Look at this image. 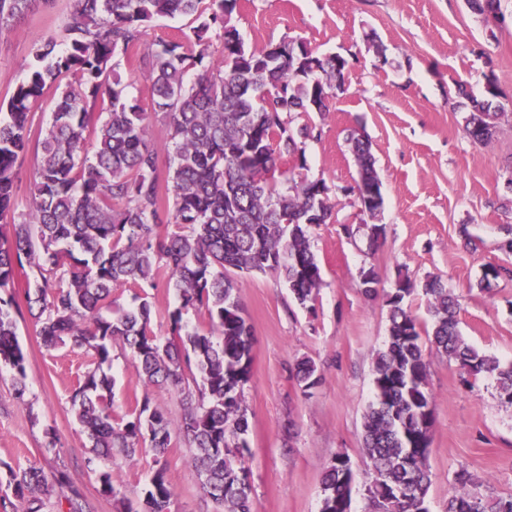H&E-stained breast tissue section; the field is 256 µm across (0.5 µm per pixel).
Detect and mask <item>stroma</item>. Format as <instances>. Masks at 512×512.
Here are the masks:
<instances>
[{"label":"stroma","mask_w":512,"mask_h":512,"mask_svg":"<svg viewBox=\"0 0 512 512\" xmlns=\"http://www.w3.org/2000/svg\"><path fill=\"white\" fill-rule=\"evenodd\" d=\"M72 0L36 4L0 29V106L27 75L31 45L60 34ZM504 23L491 25L466 0H238L233 14L246 47L304 40L320 54L338 53L351 67L345 91L329 112L303 120L322 131L307 140L305 167L282 164L287 177L325 178L335 204L329 223L315 228L312 250L322 282L312 308L300 306L275 274L234 272L237 296L253 331L251 381L245 389L249 479L254 512H319L322 478L336 455L355 475L352 512H371L364 490L368 458L364 415L373 400V361L388 336L384 295L399 277L440 280L458 297V328L466 342L512 361V114L482 146L465 132L466 85L482 96L495 76L499 100L512 106V0H500ZM369 139L383 182V234L370 243L355 195L358 178L349 138ZM505 272L482 290L486 264ZM375 267V295H365L360 271ZM166 272L147 294L153 333L169 338L177 307ZM27 358L26 391L16 397L13 373L0 366V504L12 502L9 472L31 465L64 470L91 512H118L86 465L91 443L71 406L94 357L70 344L49 350L30 319L18 322ZM112 416L129 418L137 399L150 398L172 422L184 413L180 393L144 387L120 342L112 344ZM313 360L320 382L302 390L295 368ZM434 424L425 506L445 512L459 470L475 476L470 495L512 498V406L500 402L491 378L463 384L455 362L429 357ZM135 512L157 466L173 491L169 512H222L204 493L180 431L162 456L100 460Z\"/></svg>","instance_id":"obj_1"}]
</instances>
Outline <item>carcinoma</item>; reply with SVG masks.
<instances>
[{
  "label": "carcinoma",
  "mask_w": 512,
  "mask_h": 512,
  "mask_svg": "<svg viewBox=\"0 0 512 512\" xmlns=\"http://www.w3.org/2000/svg\"><path fill=\"white\" fill-rule=\"evenodd\" d=\"M0 0V27L24 17L37 2ZM238 0H73L59 36L35 42L34 65L10 93L0 118V365L14 371L16 395L25 393L27 359L17 339L22 310L13 288L26 279L25 303L44 346L68 342L92 351L96 365L71 395L72 408L92 442L91 467L117 451L134 454L149 443L156 454L171 441L172 420L142 399L126 422L112 418V342L122 341L144 386L167 385L186 409L179 430L192 449L202 488L224 512H251L252 485L244 455L249 431L245 387L251 380L253 332L236 296L229 269L273 272L302 306L316 297L321 272L311 249L312 230L333 216L332 189L322 177L279 187L278 162L305 167L306 140L314 128L295 124L308 112L329 111L344 92L349 61L318 55L302 40L285 54L280 44L247 48L230 25ZM498 0H468L470 9L500 21ZM191 20L181 41L159 40L140 51L142 28L164 17ZM221 59L205 64L212 38ZM128 56L149 82L153 113L129 96L120 73L102 76L113 58ZM468 101L466 131L479 145L493 139L505 106L489 78L478 100ZM52 95V119L31 138L32 106ZM106 113L98 123L95 109ZM161 118L172 155L161 163L146 137L150 115ZM95 137L88 153L89 137ZM357 189L376 193L364 211L375 220L383 209L382 182L362 136L350 138ZM39 157L26 212L17 214L19 170L29 151ZM173 195L171 217L161 215ZM174 224L177 230L164 229ZM179 300L170 313L172 338L151 331L152 305L116 304L113 292L154 286L160 269ZM427 298L436 353L457 361L469 377L494 378L501 403L512 406V363L468 345L458 329V299L443 283L418 285L400 278L386 294L388 336L376 352L374 399L364 415L367 492L374 512H427L428 455L434 411L428 389L429 360L421 328L405 299ZM207 315L209 328L187 329L183 311ZM295 377L304 388L318 384L315 363L302 359ZM200 381L191 390L189 381ZM19 512H40L42 497L66 487L69 512H88L81 492L60 471L35 466L9 470ZM473 475L462 470L446 512H512L511 499L484 503L465 492ZM354 475L338 456L322 480L320 512H351ZM172 488L157 468L146 489L143 512H168Z\"/></svg>",
  "instance_id": "carcinoma-1"
}]
</instances>
